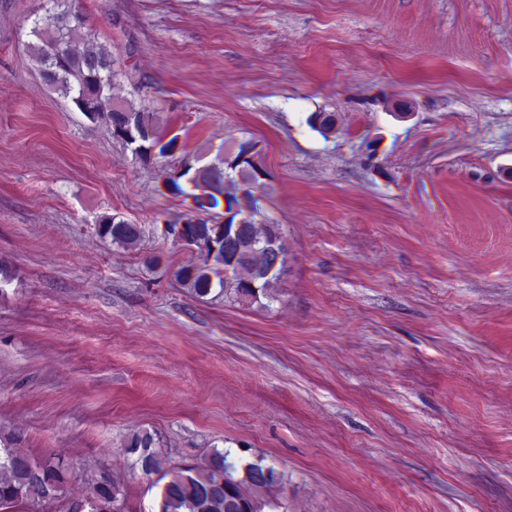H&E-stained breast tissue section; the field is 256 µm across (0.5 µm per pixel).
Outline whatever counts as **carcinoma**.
Here are the masks:
<instances>
[{"label": "carcinoma", "instance_id": "obj_1", "mask_svg": "<svg viewBox=\"0 0 512 512\" xmlns=\"http://www.w3.org/2000/svg\"><path fill=\"white\" fill-rule=\"evenodd\" d=\"M53 7L35 15L31 35L35 42L29 53L45 82L61 97L70 99L89 120H102L112 137L135 144L134 162L148 165L159 143V117L145 105L118 101L112 95L114 84L127 76L124 61L106 45L95 42L85 17L63 7V0H51ZM310 123L327 135L336 131V113L316 112ZM246 144L239 145L233 159L218 150L215 161L194 167L186 159L172 166L169 185L184 192L180 180L193 185L196 209L201 215L184 223L166 225L165 234L185 240L195 248V259L179 266L173 277L194 297L204 299L212 291L224 301L242 305L263 304L278 295V284L288 261V247L281 225L257 222L260 214V170L243 157ZM236 208L239 222L219 223L204 217L219 206V197ZM97 234L110 238L122 248H135L144 229L115 213L100 218ZM269 250L281 255L279 267L259 260ZM126 451L135 456L132 467L143 475H160L166 480L161 492L160 512H263L265 492L276 483L275 469L263 460L243 465L244 472L228 461L229 452L212 448L204 458L189 467L163 470L165 460L155 450L153 434L140 429L131 434ZM65 480L63 462L52 457L35 462L15 447L0 448V512L26 502L44 501L60 490ZM123 485L108 476L94 481L88 493L90 512H121L125 499Z\"/></svg>", "mask_w": 512, "mask_h": 512}]
</instances>
